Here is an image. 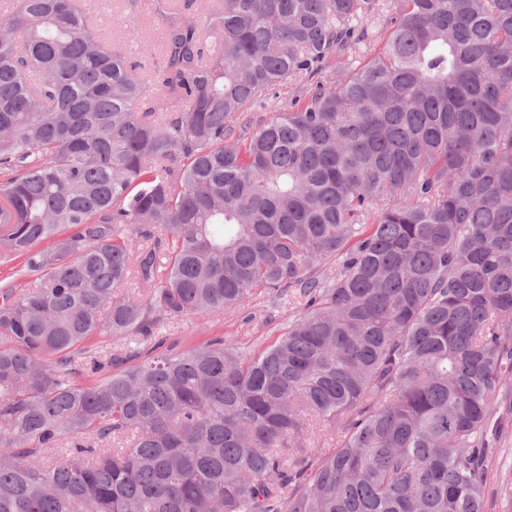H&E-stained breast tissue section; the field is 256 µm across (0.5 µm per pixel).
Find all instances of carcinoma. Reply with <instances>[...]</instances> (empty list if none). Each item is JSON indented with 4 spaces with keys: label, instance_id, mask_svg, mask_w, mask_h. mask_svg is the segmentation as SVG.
Segmentation results:
<instances>
[{
    "label": "carcinoma",
    "instance_id": "cac0c4a2",
    "mask_svg": "<svg viewBox=\"0 0 512 512\" xmlns=\"http://www.w3.org/2000/svg\"><path fill=\"white\" fill-rule=\"evenodd\" d=\"M83 2L0 14V257L25 278L0 288V512H484L512 0H402L355 67L379 0H200L204 23L153 0L149 74ZM293 76L302 105L234 135ZM280 288L304 304L268 345L160 350Z\"/></svg>",
    "mask_w": 512,
    "mask_h": 512
}]
</instances>
